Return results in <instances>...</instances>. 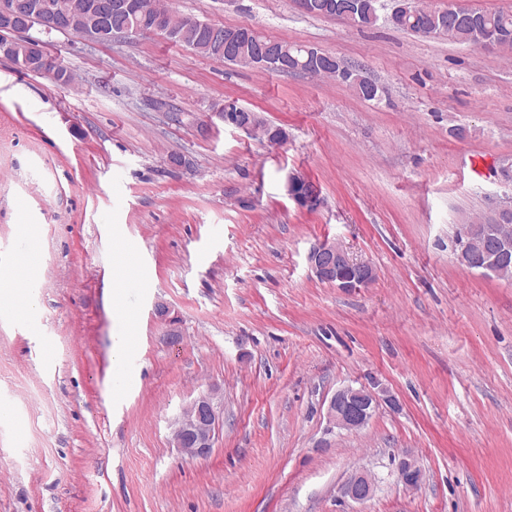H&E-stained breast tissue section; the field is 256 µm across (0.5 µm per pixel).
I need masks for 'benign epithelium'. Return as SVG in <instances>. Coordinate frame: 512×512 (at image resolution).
Segmentation results:
<instances>
[{"mask_svg":"<svg viewBox=\"0 0 512 512\" xmlns=\"http://www.w3.org/2000/svg\"><path fill=\"white\" fill-rule=\"evenodd\" d=\"M89 8L95 17V22L77 33V36L88 43H110L115 38L146 33L144 26L136 21L118 29L108 24L112 13L128 10L129 4L125 0H94ZM63 17H65L63 13L54 16L43 14L35 0H0V50L8 49L13 44L12 37L23 36L34 26L48 37L57 33L71 34L72 30L63 26ZM333 17L349 20L360 26L374 22V17L365 12L359 4L352 5L349 11L335 13ZM252 35H256V32L251 25H240L229 29L221 24H214L210 31L211 44L220 57L225 56V50L243 37ZM234 61L241 67H266L279 73L294 71L299 67L298 60L291 54L289 46L270 38L263 40L259 50L247 59L242 60L236 56ZM218 115L228 126L250 134L264 135L262 120L255 112H244L227 103ZM295 187L296 177L291 176L288 178L286 191L297 206L302 209L317 206L320 200L317 184L310 183L307 191L301 196L295 191ZM465 237L467 240L464 241L458 254V261L464 266L479 265L494 275H501L508 269L509 254L501 242L494 241L493 249L488 251L469 240L470 234H465ZM307 260L319 281L338 288L366 287L376 278L375 269L370 263L354 258L346 247L336 242L322 241L313 244L309 249ZM384 404L394 409L398 408L397 398L387 388L379 384L373 388L364 386L356 388L348 385L338 389L331 397L327 407V417L333 426L353 431L366 426ZM220 417L214 393L197 396L176 419L178 427L172 429L175 447L183 450L190 444L193 456L208 455L213 447ZM399 475L405 488L415 489L422 479V470L417 461L404 458L399 464ZM374 493L375 483L365 473L351 475L342 486V494L356 502L366 501L372 498Z\"/></svg>","mask_w":512,"mask_h":512,"instance_id":"7a95c632","label":"benign epithelium"}]
</instances>
